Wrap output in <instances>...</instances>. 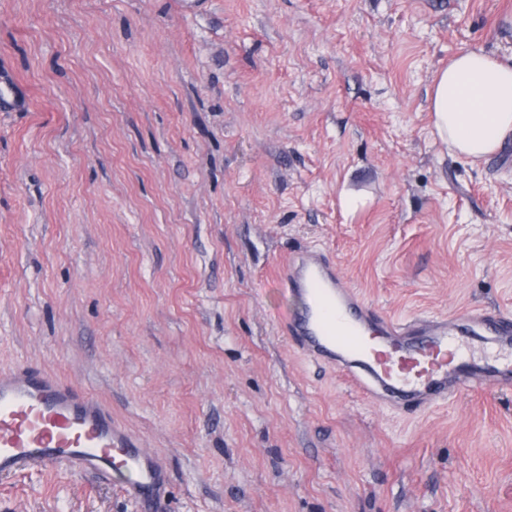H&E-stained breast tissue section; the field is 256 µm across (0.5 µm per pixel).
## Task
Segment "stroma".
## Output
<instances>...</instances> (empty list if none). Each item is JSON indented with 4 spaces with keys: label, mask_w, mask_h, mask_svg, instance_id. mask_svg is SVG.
Masks as SVG:
<instances>
[{
    "label": "stroma",
    "mask_w": 512,
    "mask_h": 512,
    "mask_svg": "<svg viewBox=\"0 0 512 512\" xmlns=\"http://www.w3.org/2000/svg\"><path fill=\"white\" fill-rule=\"evenodd\" d=\"M470 49L512 0H0V371L104 402L166 512H512V385L404 418L279 328L309 248L381 316L512 319V140L431 134ZM0 512L136 509L42 465Z\"/></svg>",
    "instance_id": "obj_1"
}]
</instances>
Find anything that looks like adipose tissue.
<instances>
[{
	"mask_svg": "<svg viewBox=\"0 0 512 512\" xmlns=\"http://www.w3.org/2000/svg\"><path fill=\"white\" fill-rule=\"evenodd\" d=\"M433 132L448 150L470 161L512 138V63L474 49L455 56L433 79Z\"/></svg>",
	"mask_w": 512,
	"mask_h": 512,
	"instance_id": "1",
	"label": "adipose tissue"
}]
</instances>
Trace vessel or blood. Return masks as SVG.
Returning a JSON list of instances; mask_svg holds the SVG:
<instances>
[{"instance_id": "b4317fda", "label": "vessel or blood", "mask_w": 512, "mask_h": 512, "mask_svg": "<svg viewBox=\"0 0 512 512\" xmlns=\"http://www.w3.org/2000/svg\"><path fill=\"white\" fill-rule=\"evenodd\" d=\"M282 284L300 300L281 319L284 334L362 393L409 410L438 404L452 389L512 382L510 322L483 317L482 340L467 343L454 323L381 317L319 250L291 255ZM39 464L113 480L137 512L165 510L167 465L113 422L108 406L40 368L1 371L0 477Z\"/></svg>"}]
</instances>
